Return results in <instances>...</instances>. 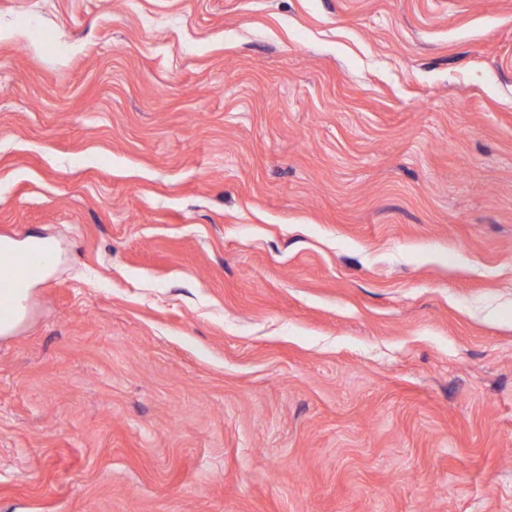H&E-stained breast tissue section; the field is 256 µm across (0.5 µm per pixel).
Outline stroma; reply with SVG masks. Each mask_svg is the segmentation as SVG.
<instances>
[{
  "label": "stroma",
  "mask_w": 512,
  "mask_h": 512,
  "mask_svg": "<svg viewBox=\"0 0 512 512\" xmlns=\"http://www.w3.org/2000/svg\"><path fill=\"white\" fill-rule=\"evenodd\" d=\"M0 512H512V0H0ZM43 267L36 253L33 252H0V277L12 280L20 274L39 277Z\"/></svg>",
  "instance_id": "obj_1"
}]
</instances>
